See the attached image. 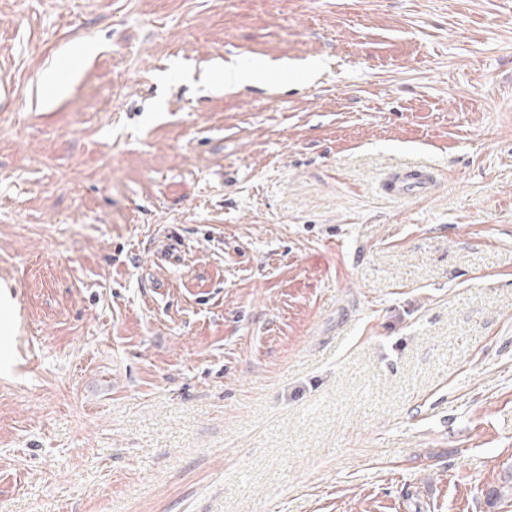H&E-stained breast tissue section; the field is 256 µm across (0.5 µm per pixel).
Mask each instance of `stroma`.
<instances>
[{
  "mask_svg": "<svg viewBox=\"0 0 512 512\" xmlns=\"http://www.w3.org/2000/svg\"><path fill=\"white\" fill-rule=\"evenodd\" d=\"M2 291L0 512H507L512 0H0ZM266 69L261 65H250L244 67H224L220 71L219 77H214L215 81L224 82V84H250L265 76ZM437 179L432 172L410 170L395 177L388 185V190L398 195H421L429 193L436 185Z\"/></svg>",
  "mask_w": 512,
  "mask_h": 512,
  "instance_id": "stroma-1",
  "label": "stroma"
}]
</instances>
